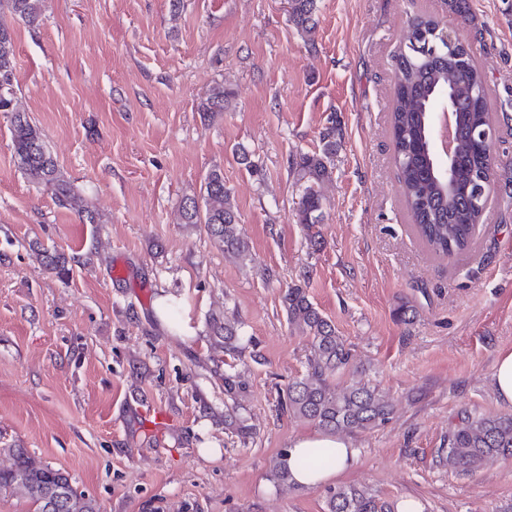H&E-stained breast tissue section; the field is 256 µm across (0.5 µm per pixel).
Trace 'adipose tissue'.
Instances as JSON below:
<instances>
[{
	"instance_id": "ef3b65f1",
	"label": "adipose tissue",
	"mask_w": 512,
	"mask_h": 512,
	"mask_svg": "<svg viewBox=\"0 0 512 512\" xmlns=\"http://www.w3.org/2000/svg\"><path fill=\"white\" fill-rule=\"evenodd\" d=\"M356 451L342 436L319 432L296 436L288 450L292 479L304 487L336 482L352 466Z\"/></svg>"
}]
</instances>
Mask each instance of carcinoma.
I'll return each mask as SVG.
<instances>
[{
	"label": "carcinoma",
	"mask_w": 512,
	"mask_h": 512,
	"mask_svg": "<svg viewBox=\"0 0 512 512\" xmlns=\"http://www.w3.org/2000/svg\"><path fill=\"white\" fill-rule=\"evenodd\" d=\"M42 0H0V13L30 26L41 16ZM290 22L315 46L317 0H289ZM439 22L423 16L413 18L409 34L396 57L391 112L394 154L400 191L409 209L418 237L436 255L463 254L473 244L484 208L481 196L495 181L496 158L492 148L478 137V130L493 126L486 99L485 77L477 67L470 44L459 38L445 42L436 29ZM15 44L10 27L0 23V112L10 115V132L17 167L36 185L52 190L56 202L86 214L92 211L82 200L49 150L37 125L29 119L14 84ZM232 92L217 83L199 104L207 117L224 111ZM449 97L455 123V148L451 170L440 165L433 147L431 124L444 97ZM313 153H300L293 161L303 190L296 209L297 222L307 227L323 220L324 197L319 186L331 179V157L339 140L330 127ZM179 207L183 224H203L224 252L243 260L250 246L241 235L238 213L224 172L213 169L201 187V199L187 198ZM288 325L311 338L307 374L288 384L285 408L295 419L311 422L329 432L364 431L389 419L392 406L376 389L349 385L337 390L331 379L350 362L351 350L310 300L306 290L290 285L283 294ZM214 336L224 342V351L238 352L237 322L211 317ZM9 464L0 466V492H20L33 507L31 512H100L91 497L77 490L69 475L31 455L24 448H0ZM512 458V414L484 416L467 414L448 429V466L472 474L488 463ZM269 477L278 484L292 481L288 452L272 461ZM328 512H382L369 491L341 486L330 491Z\"/></svg>",
	"instance_id": "cac0c4a2"
}]
</instances>
